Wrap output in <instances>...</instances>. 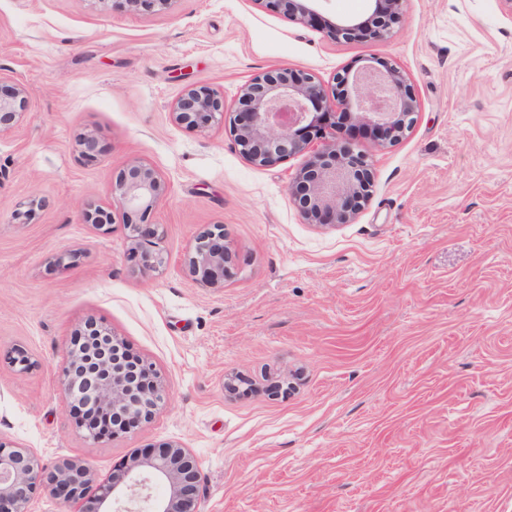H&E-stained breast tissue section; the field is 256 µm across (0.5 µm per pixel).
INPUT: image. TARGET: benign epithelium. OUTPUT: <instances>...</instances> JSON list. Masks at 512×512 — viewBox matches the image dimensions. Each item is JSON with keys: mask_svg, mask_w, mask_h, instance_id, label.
<instances>
[{"mask_svg": "<svg viewBox=\"0 0 512 512\" xmlns=\"http://www.w3.org/2000/svg\"><path fill=\"white\" fill-rule=\"evenodd\" d=\"M300 24L318 20L319 0H251ZM405 0H374L366 16L326 20L327 36L336 40L381 41L393 32ZM28 96L18 82L0 76V132L16 126ZM341 112H336V108ZM418 112L413 84L395 64L379 61L354 71L347 69L326 86L299 69L279 67L251 78L240 89L234 108L209 85L187 88L175 101V121L204 130L229 121L239 152L250 163L273 167L303 154L317 141L306 164L288 183V193L306 224L350 222L369 201L373 173L366 156L352 148L336 149V115L356 120L374 145L401 140ZM87 161L99 158L98 142L88 135L80 141ZM166 184L149 164L133 161L112 181V198L123 210L125 226L134 241L131 258L142 274L167 264L157 246V225L149 215L165 196ZM192 279L209 288L224 287L232 274V254L225 245L224 225L202 232L186 259ZM97 322L86 321L71 336L73 348L63 370L62 390L69 400L92 404L112 414V420L137 423L151 418L163 399L152 363L131 354L103 356ZM201 472L189 449L178 444L146 448L104 483H96L93 467L62 457L52 463L30 448L0 440V512H31V504L48 494L62 504L81 503L80 512H200ZM161 483L167 493L152 495Z\"/></svg>", "mask_w": 512, "mask_h": 512, "instance_id": "benign-epithelium-1", "label": "benign epithelium"}]
</instances>
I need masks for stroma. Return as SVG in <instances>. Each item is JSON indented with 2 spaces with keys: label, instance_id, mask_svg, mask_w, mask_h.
Listing matches in <instances>:
<instances>
[{
  "label": "stroma",
  "instance_id": "35a3bbf8",
  "mask_svg": "<svg viewBox=\"0 0 512 512\" xmlns=\"http://www.w3.org/2000/svg\"><path fill=\"white\" fill-rule=\"evenodd\" d=\"M397 64L419 100L399 142L366 153L369 203L349 224L301 223L297 155L257 167L229 125H177L185 86L234 105L287 66L331 83ZM0 74L29 105L0 134V437L106 481L143 449L189 448L202 512H512V12L503 0H407L383 41H334L252 0H0ZM95 135V163L79 141ZM167 183L149 220L168 263L141 275L112 200L129 163ZM37 202L35 217L22 216ZM99 207L98 229L83 221ZM223 225L233 274L184 262ZM97 321L153 364L147 422L99 442L61 378ZM24 348L31 369L7 363ZM241 379L238 391L224 387Z\"/></svg>",
  "mask_w": 512,
  "mask_h": 512
}]
</instances>
